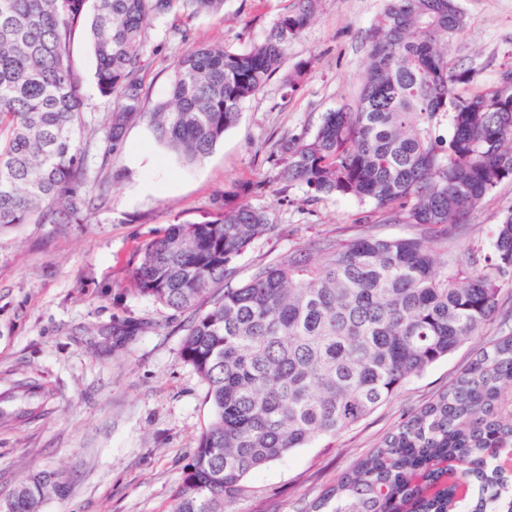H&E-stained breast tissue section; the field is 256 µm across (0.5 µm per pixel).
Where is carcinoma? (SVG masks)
<instances>
[{"label":"carcinoma","mask_w":512,"mask_h":512,"mask_svg":"<svg viewBox=\"0 0 512 512\" xmlns=\"http://www.w3.org/2000/svg\"><path fill=\"white\" fill-rule=\"evenodd\" d=\"M225 0H0V229L83 224L93 209L88 153L96 130L72 64L86 34L108 112L106 150L147 118L183 163L209 155L241 106L277 75L317 0H296L244 51L193 43L149 112L141 51L153 20L187 21ZM467 26L460 0H383L355 107L280 145L279 179L315 194L370 201L360 224L407 221L432 244L370 232L299 244L238 279L236 260L280 232L244 201L245 187L205 220L171 225L132 269L135 291L188 314L180 356L207 388L211 419L170 512H224L252 472L334 437L464 341L483 335L512 283V204L492 247L448 242L512 181V68L474 86L448 57ZM448 128V136L438 134ZM512 334L499 336L435 399L343 472L310 512H512ZM69 483L27 477L0 501L43 512Z\"/></svg>","instance_id":"cac0c4a2"}]
</instances>
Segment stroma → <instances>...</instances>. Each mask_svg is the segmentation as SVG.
<instances>
[{
    "label": "stroma",
    "instance_id": "obj_1",
    "mask_svg": "<svg viewBox=\"0 0 512 512\" xmlns=\"http://www.w3.org/2000/svg\"><path fill=\"white\" fill-rule=\"evenodd\" d=\"M294 0H226L223 13L189 24L193 42L242 50L264 38ZM468 27L450 57L494 81L512 65V0H461ZM382 0H318L314 22L295 40L284 71L303 67L296 91L273 77L241 108L239 122L212 153L177 162L154 140L147 121L129 125L119 149L102 139L89 167L100 175L95 207L83 224H20L0 232V392L19 379L43 385L41 395H17L6 411L36 409L34 418L0 427V498L29 475L60 470L65 497L43 512H169L171 495L210 421L206 387L180 357L186 315L136 294L138 253L170 225L201 220L224 192L260 185L249 203L265 211L283 235L256 239L238 258L239 279L255 264L318 236L349 239L364 230L383 238H420L417 224L358 219L372 203L313 196L281 182L275 160L288 136L314 132L325 112L354 106L367 64L368 38ZM183 45L167 19H156L142 49L147 105L163 98ZM91 108L103 127L96 61L85 37L73 46ZM512 204V182L473 212L456 248L490 249L496 213ZM117 321L139 324L134 336H113ZM512 331V285L498 294L483 336L462 344L391 399L333 438H320L251 473L226 512H305L354 462L370 453L406 417L446 389L482 347Z\"/></svg>",
    "mask_w": 512,
    "mask_h": 512
}]
</instances>
